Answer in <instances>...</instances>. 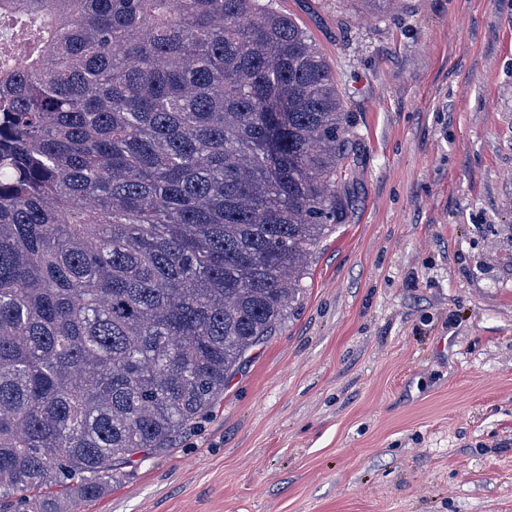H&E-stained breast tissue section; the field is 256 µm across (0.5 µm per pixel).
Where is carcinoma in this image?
<instances>
[{
  "label": "carcinoma",
  "instance_id": "1",
  "mask_svg": "<svg viewBox=\"0 0 512 512\" xmlns=\"http://www.w3.org/2000/svg\"><path fill=\"white\" fill-rule=\"evenodd\" d=\"M350 118L273 0H0V512L216 404L340 223Z\"/></svg>",
  "mask_w": 512,
  "mask_h": 512
}]
</instances>
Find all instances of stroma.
<instances>
[{
  "label": "stroma",
  "instance_id": "1",
  "mask_svg": "<svg viewBox=\"0 0 512 512\" xmlns=\"http://www.w3.org/2000/svg\"><path fill=\"white\" fill-rule=\"evenodd\" d=\"M352 116L289 319L71 512H512V0H274Z\"/></svg>",
  "mask_w": 512,
  "mask_h": 512
}]
</instances>
